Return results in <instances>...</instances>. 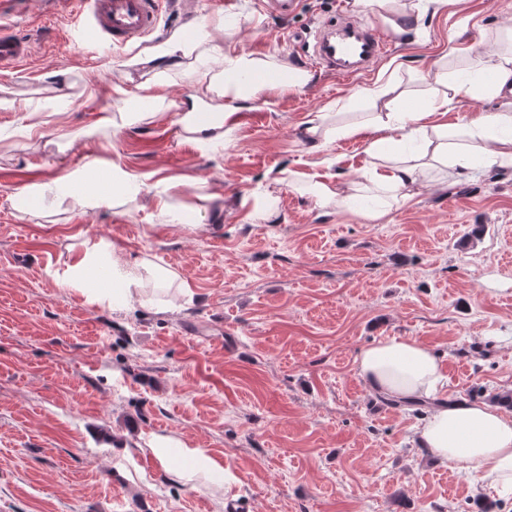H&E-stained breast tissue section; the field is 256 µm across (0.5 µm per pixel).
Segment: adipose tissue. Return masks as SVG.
Returning <instances> with one entry per match:
<instances>
[{
  "mask_svg": "<svg viewBox=\"0 0 512 512\" xmlns=\"http://www.w3.org/2000/svg\"><path fill=\"white\" fill-rule=\"evenodd\" d=\"M151 56L161 66L155 71L160 81L178 73L193 77L204 94L212 97L252 96L262 89L261 74L274 71L268 59L255 58L213 41L207 24H200L193 41L167 40L157 44ZM441 90L430 101L432 109L452 105L460 93L502 98L501 108L471 118L467 124L468 146L449 148L448 130L428 126L423 112H389L364 122L342 127L341 135L357 137L366 130L377 133L369 145L366 180L381 197L379 207L366 211L367 219H383L407 199V191L423 174L427 165L440 164L459 173L475 170V158L484 165L512 164V48L508 47L479 61L475 75L465 83L437 76ZM408 143L436 139L430 159L418 154H389L383 147L393 136ZM493 141L492 150L475 153V146ZM105 271L109 287L93 288L88 281L96 271ZM54 278L84 296L87 303L118 307L135 300L145 306L166 310L167 295L184 293L180 274L155 264L148 255L130 258L102 238L81 243L77 260L55 269ZM358 375L376 392L405 401L433 395L442 379L437 357L425 346L403 338H388L365 348L356 360ZM418 441L441 462L485 482L499 492L512 493V416L478 401L439 404L419 430ZM147 451L164 472L172 473L183 484L193 485L197 476L217 488L234 482V475L223 465L189 447L179 436L157 435L147 443Z\"/></svg>",
  "mask_w": 512,
  "mask_h": 512,
  "instance_id": "obj_1",
  "label": "adipose tissue"
}]
</instances>
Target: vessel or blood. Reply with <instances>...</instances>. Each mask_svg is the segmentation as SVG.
I'll list each match as a JSON object with an SVG mask.
<instances>
[{
  "instance_id": "1",
  "label": "vessel or blood",
  "mask_w": 512,
  "mask_h": 512,
  "mask_svg": "<svg viewBox=\"0 0 512 512\" xmlns=\"http://www.w3.org/2000/svg\"><path fill=\"white\" fill-rule=\"evenodd\" d=\"M165 0H83L88 18L73 39L81 44L125 46L158 31ZM388 51V44L370 22L339 19L328 23L315 41V63L337 76L366 72ZM30 54L27 39L0 24V70L17 67Z\"/></svg>"
}]
</instances>
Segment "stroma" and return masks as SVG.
I'll return each mask as SVG.
<instances>
[{
  "label": "stroma",
  "mask_w": 512,
  "mask_h": 512,
  "mask_svg": "<svg viewBox=\"0 0 512 512\" xmlns=\"http://www.w3.org/2000/svg\"><path fill=\"white\" fill-rule=\"evenodd\" d=\"M372 22L392 44L345 81L309 65L316 30L336 14ZM209 21L216 43L275 57L274 89L224 101L223 146L183 138L185 95L216 107L183 76L155 92L168 109L112 137L70 147L62 134L97 127L152 76L149 50L191 39ZM395 32L366 5L301 0L280 19L263 0H180L143 42L75 44L83 18L67 0H27L14 23L27 63L0 71V512H216L246 497L255 512H512V495L480 487L416 441L429 410L391 405L355 370L360 352L391 337L438 358L443 401L492 402L512 392V166L420 178L409 199L370 221L319 208L289 179L369 198L367 140L313 146L310 118L337 129L366 117L425 111L436 72L464 78L512 29V0H465L406 10ZM309 81L283 89L287 70ZM383 84L376 99L360 89ZM499 100L461 96L443 114L449 140ZM39 128L29 129L30 120ZM135 176L134 200L84 208L63 202L60 177L104 186L110 169ZM271 219L255 223L265 192ZM184 210L159 216L155 195ZM484 225L472 235L473 225ZM102 237L128 256L150 254L190 292L160 313L136 303L88 304L51 269ZM174 434L223 463L237 481L222 496L172 482L141 450Z\"/></svg>",
  "instance_id": "1"
}]
</instances>
